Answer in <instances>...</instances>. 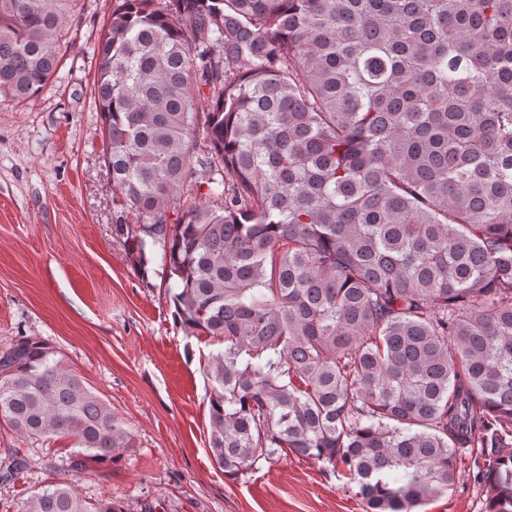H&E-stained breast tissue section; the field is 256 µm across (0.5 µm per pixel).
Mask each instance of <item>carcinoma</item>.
I'll use <instances>...</instances> for the list:
<instances>
[{
	"instance_id": "1",
	"label": "carcinoma",
	"mask_w": 512,
	"mask_h": 512,
	"mask_svg": "<svg viewBox=\"0 0 512 512\" xmlns=\"http://www.w3.org/2000/svg\"><path fill=\"white\" fill-rule=\"evenodd\" d=\"M69 2L0 0V93L51 82ZM114 2L94 97L137 217L114 231L223 345L214 463L291 451L367 512H414L478 448L486 512H512V0ZM0 418L100 461L134 447L37 336L0 353ZM21 512L124 506L63 481Z\"/></svg>"
}]
</instances>
